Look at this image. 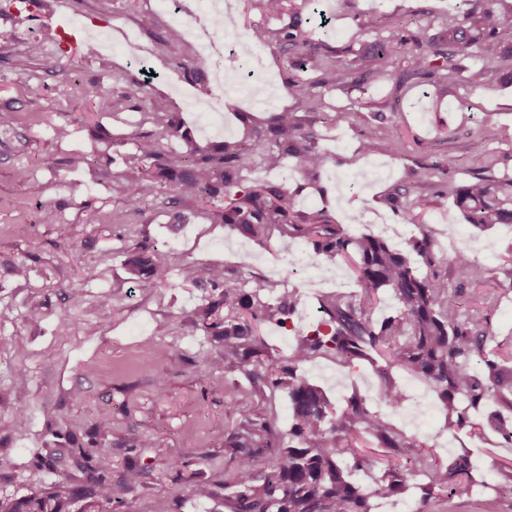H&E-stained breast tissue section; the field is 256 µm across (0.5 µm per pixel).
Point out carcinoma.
Here are the masks:
<instances>
[{"label": "carcinoma", "mask_w": 512, "mask_h": 512, "mask_svg": "<svg viewBox=\"0 0 512 512\" xmlns=\"http://www.w3.org/2000/svg\"><path fill=\"white\" fill-rule=\"evenodd\" d=\"M456 8V18L441 36L448 50L429 54L408 46L425 38L423 30L409 41L381 38L371 54L347 65L326 67L318 83L343 86L352 70L368 74L401 55L405 68L388 74L398 86L438 70L479 85L486 72H470L458 63L470 54L506 71L512 81V40L505 41L501 33L505 21L512 18V0H492L483 8L477 0H458ZM239 37L256 46L275 41L292 48L295 67L302 66L303 55L313 50L293 27L248 28ZM288 94L306 107L315 96L314 84L294 79L288 83ZM148 117L156 135L126 154L125 168L112 173V188L121 191L130 206L145 199L157 180H165L177 197L213 207L211 217L218 224H228L261 243L274 228L286 236L298 235L312 246L316 257L348 264L355 273L357 290L322 296V319L316 327L297 339L288 358L272 360L264 354L257 328L273 320L286 325L296 311V290H285L271 302L267 295L274 292V284L265 279L254 280L246 293L224 276L222 267H191L193 286L218 291L215 297H204L205 304L197 309L192 323L224 343V367L246 374L257 393L264 386L288 397L291 422L283 430L274 418L245 406L237 387L224 390L228 410L240 414L224 437V447L237 461L222 482L224 489L232 490L233 512H371V493L345 475L349 459L357 469L372 467L371 459L359 449L363 443L388 450L380 477L385 494L411 499L418 493L425 503L465 493L476 482L467 455L444 463L432 446L407 436L372 410L359 393L338 409L299 373L300 365L316 358H330L348 367L370 361L381 380L378 399L391 406L400 405L403 395L393 371L421 377L444 409L439 432L452 437L461 432L481 436L484 425L473 422L470 411L491 399L512 413V351L491 345L487 326L463 315L448 298V279L435 272L445 258L435 252L428 225H423L421 236L403 246L371 234L355 237L340 225L327 223L320 210H294V198L271 185L242 184L240 170L257 148L248 139L226 141L205 151L189 142L183 153L172 156L165 140L186 137L180 123L167 112H150ZM290 152L306 176L315 175L327 162L316 138L301 130L295 113L278 112L264 148L266 167H281ZM447 200L445 194L421 197L411 204L407 219L414 222L432 206H446ZM454 202L477 228L512 224V182L497 184L478 177L456 187ZM418 264L428 269L425 275L417 272ZM125 266L138 288H154L167 277V269L144 248L128 251ZM451 266L460 280L483 281L495 274L464 252L454 256ZM382 292L393 295L397 308L378 320L374 311ZM494 467L502 480L484 488L498 497L511 496L512 461ZM111 493L102 475L90 476L80 485L59 479L29 497H0V512H71L76 503L79 512H101L100 504L110 500Z\"/></svg>", "instance_id": "obj_1"}]
</instances>
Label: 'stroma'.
<instances>
[{
  "instance_id": "obj_1",
  "label": "stroma",
  "mask_w": 512,
  "mask_h": 512,
  "mask_svg": "<svg viewBox=\"0 0 512 512\" xmlns=\"http://www.w3.org/2000/svg\"><path fill=\"white\" fill-rule=\"evenodd\" d=\"M320 2V16L305 0L268 15L252 0H235L234 29L293 25L315 51L295 68L286 47H261L263 69L251 81L271 80V105L238 98L224 110L222 129L212 131L190 105L207 89L210 71H185V48L164 42L172 20L157 0H0V109L13 117L0 126V496H29L60 476L92 473L97 426L107 419L112 500L103 512H154L161 499L173 512H231L224 497L203 499L192 489L223 481L224 436L237 421L226 408L224 386L237 383L246 395L252 383L225 370L223 345L192 325L203 293L185 279L184 268L219 265L245 289L262 277L297 290L300 303L287 328L272 322L262 328L272 358H286L296 336L320 319L321 295L354 289L348 266L332 264L336 282L310 291L288 263L304 239L276 234L254 242L212 223L206 209L178 201L169 184L128 206L110 174L151 134L144 109L175 113L184 135L167 141L172 153L185 151L189 139L204 149L250 134L262 139L275 113L296 112L327 164L307 178L295 158H286L280 171L257 158L242 170L244 182L288 189L297 210H324L329 223L350 234L379 230L395 244L420 233L406 220L416 197L448 193L472 179V155L487 156L488 178L512 180V86L497 76L476 87L437 72L398 89L387 79L403 67L396 57L347 86L319 88L309 109L288 95L289 79L317 80L321 64L352 61L382 36L407 37L421 28L438 36L455 15L456 0ZM100 33L112 49L84 56L86 41ZM100 81L115 94L142 85L140 107L114 112L107 101L88 100L85 88ZM48 109L69 121V136L56 137L42 124ZM339 113L344 121L333 123ZM394 131L397 148L385 151ZM21 169L26 179H18ZM46 210L55 223H41ZM116 211L125 212V223H111ZM426 221L443 254H450L453 239H471L477 262L497 268L496 280L479 285L458 284L445 264L437 272L462 312L488 322L494 343L512 345V279L502 269L512 252V225L478 229L452 205L429 211ZM141 244L168 270L159 287L136 288L129 280L124 253ZM13 264L25 276L7 273ZM33 310L38 320L29 319ZM302 373L338 407L355 391L375 398L379 384L365 362L348 368L319 358ZM381 412L405 433L435 437L441 458L468 454L485 480L496 478L486 448L512 458V446H499L492 432L483 443L464 432L436 438L438 403L418 427L406 423L402 407ZM145 437L152 447H140ZM132 465L143 476L130 490L125 475ZM427 510L512 512V500L475 489Z\"/></svg>"
}]
</instances>
